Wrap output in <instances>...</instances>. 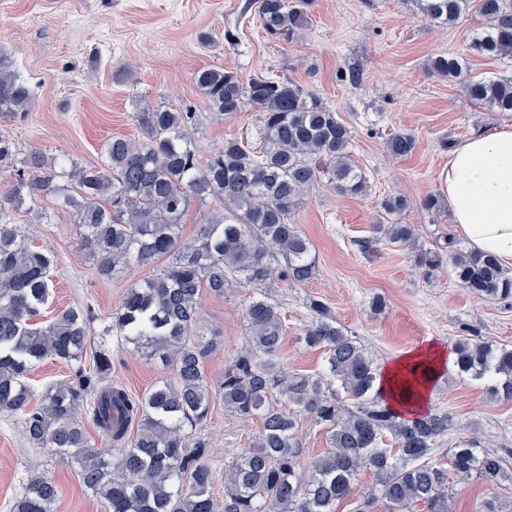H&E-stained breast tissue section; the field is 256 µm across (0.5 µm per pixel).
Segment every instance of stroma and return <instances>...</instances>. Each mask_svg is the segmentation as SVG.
<instances>
[{
    "label": "stroma",
    "mask_w": 512,
    "mask_h": 512,
    "mask_svg": "<svg viewBox=\"0 0 512 512\" xmlns=\"http://www.w3.org/2000/svg\"><path fill=\"white\" fill-rule=\"evenodd\" d=\"M308 24L292 42L275 41L258 24L257 0H0V52L8 54L26 80L35 107L20 119H0V137L20 153L41 151L81 164L99 162L105 140L138 137L132 117L137 104L179 108L203 106L193 74L221 67L242 78L290 79L319 96L353 132L351 158L368 179L361 196H341L329 184L316 187L295 222L309 239L319 274L305 285L278 280L272 286H236L223 296L203 294L198 329L218 335L220 347L205 363L211 381L224 375L248 340L244 310L267 296L283 316V358L289 369L317 374L320 351L302 341L310 320L307 302L325 303L337 322L358 338L377 366L434 343L451 349L463 336L512 346V305L478 298L460 288L447 269L424 274L412 251L379 244L367 259L358 243L371 238L380 202L402 194V223L415 227L417 248L434 249L454 234L448 206L427 208L440 195V174L448 167V144L512 124V112H489L471 101L461 81L429 74L436 55L465 50L480 16L441 25L413 11L404 0H311ZM358 66L363 82L351 87L341 75ZM406 132L411 153L393 157L386 141ZM259 112L247 108L214 120L197 135L201 156L228 137L259 142ZM18 233L52 250L54 314L69 307L90 310L91 335L104 341L112 358L113 384L139 397L172 377V367L146 360L116 335L104 336L127 288L152 269L131 265L115 277L102 275L89 259L76 225L57 211L36 217L31 203L14 213ZM382 308H373L374 299ZM489 379L474 380L448 366L436 381L429 409L448 413L446 434L432 457L448 463L458 445L479 438L506 457L507 480L449 477L452 512H483L486 503L512 498V400L493 397ZM261 432L258 419L227 412L221 399L196 426L209 443L216 476L225 462L251 447ZM52 479L58 489L55 512H107L105 502L83 485L75 464L49 449L34 447L19 415L0 411V512H13L31 476Z\"/></svg>",
    "instance_id": "obj_1"
}]
</instances>
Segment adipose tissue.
<instances>
[{
	"label": "adipose tissue",
	"instance_id": "1",
	"mask_svg": "<svg viewBox=\"0 0 512 512\" xmlns=\"http://www.w3.org/2000/svg\"><path fill=\"white\" fill-rule=\"evenodd\" d=\"M458 234L479 254L494 256L512 266V125L489 134H475L461 143L448 158L440 175ZM448 364L444 350L430 345L407 354L387 366L379 380L382 394L398 413L425 408L432 391L423 381L411 397L400 393V380L414 366L441 373Z\"/></svg>",
	"mask_w": 512,
	"mask_h": 512
}]
</instances>
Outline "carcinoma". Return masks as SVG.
Segmentation results:
<instances>
[{
    "label": "carcinoma",
    "instance_id": "carcinoma-1",
    "mask_svg": "<svg viewBox=\"0 0 512 512\" xmlns=\"http://www.w3.org/2000/svg\"><path fill=\"white\" fill-rule=\"evenodd\" d=\"M427 19L453 25L474 13L485 25L467 46L471 55L512 58V0H404ZM306 0H260L258 22L275 39L290 42L308 24ZM429 72L463 80L470 99L490 112H512V77L468 76L463 54L431 58ZM205 105L183 110L149 107L133 113L141 136H113L90 166L58 168L40 152L19 157L16 144L0 138V169L13 168L12 186L0 193V410L21 415L28 440L51 448L79 467L84 486L104 500L108 512H336L354 495L361 471L376 488L363 508L384 502L385 512H450L448 471L461 480L495 481L505 459L472 438L450 455V468L429 460L433 442L448 432L444 412L400 416L377 387L378 369L366 349L318 299L308 301L310 324L302 340L322 351L326 370L302 374L284 367L286 327L279 307L262 296L245 309L248 342L224 369L218 391L224 409L257 418L256 444L224 465V508L210 490L215 482L208 443L192 433L210 407L212 387L204 370L218 346L198 334L200 297L235 285L262 284L273 273L291 284L316 277L312 246L293 223L308 194L325 181L341 196L362 195L365 174L350 158L353 134L320 98L288 79L247 80L222 68L197 71ZM30 85L0 54V117L30 111ZM252 106L260 115V149L238 138L202 162L195 135L214 116L232 117ZM415 140L394 134L387 149L406 156ZM49 198L70 212L99 271L114 274L132 263L157 264L133 282L112 313L106 334L135 345L147 358L174 368V376L134 398L108 381L112 370L103 347L86 362L90 314L80 308L38 321L47 305L56 256L21 238L12 222L14 204ZM213 205L195 235L183 236L192 205ZM401 195L380 203L386 223L374 227L386 242L413 245L414 229L397 220ZM448 264L454 281L489 300H512V272L497 259L458 248L418 250L415 264L430 273ZM455 366L474 379L492 376L493 391L512 399V348L472 338L454 346ZM71 365L75 381L45 389L38 403L28 384L31 369L45 360ZM90 404L94 426L113 444L112 454L91 444L77 413ZM325 429L328 450L301 465L297 414ZM390 438L387 445L383 439ZM56 485L30 479L14 512H53Z\"/></svg>",
    "mask_w": 512,
    "mask_h": 512
}]
</instances>
